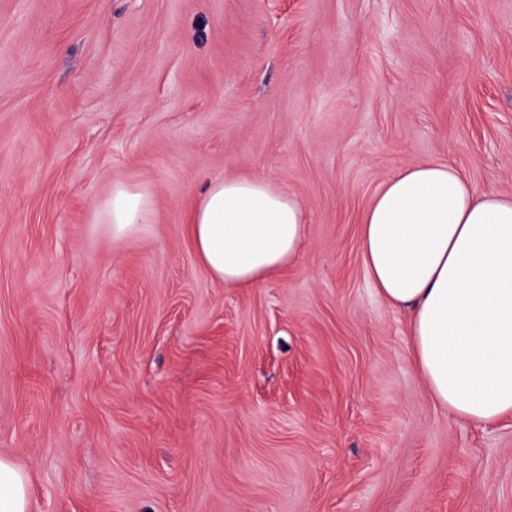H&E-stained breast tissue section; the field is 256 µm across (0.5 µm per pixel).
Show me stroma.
I'll use <instances>...</instances> for the list:
<instances>
[{
  "label": "stroma",
  "instance_id": "1",
  "mask_svg": "<svg viewBox=\"0 0 512 512\" xmlns=\"http://www.w3.org/2000/svg\"><path fill=\"white\" fill-rule=\"evenodd\" d=\"M448 160L512 196V0H0V456L29 512H512V418L437 407L360 218ZM262 174L302 253L227 288L189 215ZM153 213L113 238L112 185Z\"/></svg>",
  "mask_w": 512,
  "mask_h": 512
}]
</instances>
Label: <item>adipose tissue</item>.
Here are the masks:
<instances>
[{"mask_svg":"<svg viewBox=\"0 0 512 512\" xmlns=\"http://www.w3.org/2000/svg\"><path fill=\"white\" fill-rule=\"evenodd\" d=\"M152 210L147 191L113 185V237L138 233ZM190 229L202 265L228 287L265 281L307 237L301 202L261 175L210 182ZM361 254L376 293L411 313L410 353L434 403L480 426L512 417V198L478 193L442 160L408 166L364 210ZM28 510L25 473L0 458V512Z\"/></svg>","mask_w":512,"mask_h":512,"instance_id":"obj_1","label":"adipose tissue"}]
</instances>
